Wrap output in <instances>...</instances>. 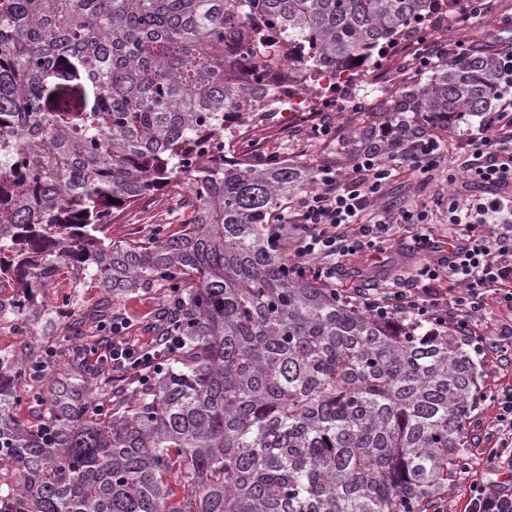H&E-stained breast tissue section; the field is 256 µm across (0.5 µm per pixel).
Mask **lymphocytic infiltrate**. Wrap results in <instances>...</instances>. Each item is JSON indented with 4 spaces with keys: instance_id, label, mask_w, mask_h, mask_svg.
<instances>
[{
    "instance_id": "lymphocytic-infiltrate-1",
    "label": "lymphocytic infiltrate",
    "mask_w": 512,
    "mask_h": 512,
    "mask_svg": "<svg viewBox=\"0 0 512 512\" xmlns=\"http://www.w3.org/2000/svg\"><path fill=\"white\" fill-rule=\"evenodd\" d=\"M499 101L498 109L485 116L482 128L468 138L471 154L461 163L460 173L448 171L442 141L433 136L400 144L397 157L390 161L359 154L347 174L333 162H323L316 188L289 199L274 216L269 239L273 249L291 267L333 289L342 257L390 242L395 225H417L413 246L424 255V263L411 275L357 292L361 308L386 320L408 314L437 327L464 329L491 303L501 317L490 339H476L474 348L511 349L512 219L503 214V197L512 192V97L503 95ZM401 167L433 172L448 182L451 229L446 239L434 237L425 211L418 209L361 223L362 214L383 195ZM461 173L468 184L492 191V198L476 204L462 197L455 188ZM109 348L112 371L120 375L141 373L156 359L151 341L133 344L116 335ZM489 399L497 427L487 437L488 447L474 452L478 466L467 464L457 473L467 486L463 512H512V489L491 488L478 476L482 469L512 471V386L496 389Z\"/></svg>"
}]
</instances>
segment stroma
Here are the masks:
<instances>
[{
  "label": "stroma",
  "instance_id": "obj_1",
  "mask_svg": "<svg viewBox=\"0 0 512 512\" xmlns=\"http://www.w3.org/2000/svg\"><path fill=\"white\" fill-rule=\"evenodd\" d=\"M429 31L442 43L452 45L464 40L466 47H481L486 53L512 49V0H492L490 12L483 18L472 20L465 27H457L454 20L444 17L435 18ZM402 53L390 51L373 57L367 69L371 80L362 85L340 83L329 108L343 142L353 143L360 126L357 110L371 106L375 87H395L404 79L414 78V71H403ZM255 147L258 151L281 156L288 161H298L315 167L323 159L335 155L340 143H323L313 138L308 113H273L256 136ZM448 188L439 178L419 171L409 170L402 173L396 181L388 185L386 193L373 208L374 214L386 217L401 208L424 207L428 222L435 234L444 236L449 230L448 224ZM184 192L178 188L167 187L151 198L141 210H131L110 230L113 239L127 240L149 234L153 228H161L164 237L176 236L183 223L191 217L184 203ZM415 232L407 226L397 231L395 239L389 242L382 253L367 252L344 259L338 278L343 287L359 288L366 284L382 283L403 274L422 261L421 255L409 251L407 244ZM78 292L79 301L72 309L75 319L87 320L90 328H97L98 319L94 312L102 298L100 289L94 287L76 288L72 273L61 272L46 288L41 296L51 303H58L71 292ZM164 305V298L158 290L118 291L111 297L107 320H116L127 316L131 325L126 334L135 339L148 335L147 315H158Z\"/></svg>",
  "mask_w": 512,
  "mask_h": 512
}]
</instances>
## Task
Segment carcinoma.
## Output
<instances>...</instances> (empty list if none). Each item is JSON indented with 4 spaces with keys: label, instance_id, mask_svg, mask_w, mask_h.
I'll use <instances>...</instances> for the list:
<instances>
[{
    "label": "carcinoma",
    "instance_id": "1",
    "mask_svg": "<svg viewBox=\"0 0 512 512\" xmlns=\"http://www.w3.org/2000/svg\"><path fill=\"white\" fill-rule=\"evenodd\" d=\"M463 0H0V324L45 320L54 347L0 354V512H440L481 399L470 344L394 330L286 270L270 219L315 186L302 163H224L231 130L263 119L286 66L314 98ZM328 86H322V81ZM504 86L474 48L375 112L411 142L491 108ZM358 151L392 153L371 123ZM167 184L186 190L179 236L114 242L110 226ZM76 284L163 288L180 348L142 381L62 379L60 347L95 343L68 307ZM24 373L46 410L14 415ZM184 489L176 494L172 483ZM75 286L74 274L69 273L67 269H63L61 274L46 288H40V296L45 297L53 304H57L63 297L69 295Z\"/></svg>",
    "mask_w": 512,
    "mask_h": 512
}]
</instances>
